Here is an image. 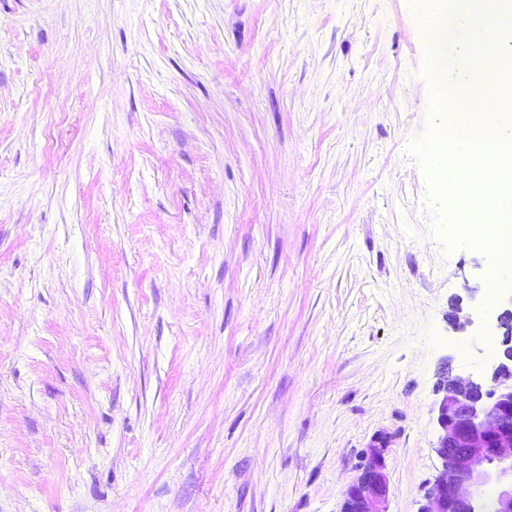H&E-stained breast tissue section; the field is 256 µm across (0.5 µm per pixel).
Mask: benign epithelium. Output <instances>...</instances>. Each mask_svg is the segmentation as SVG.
<instances>
[{
	"label": "benign epithelium",
	"instance_id": "1",
	"mask_svg": "<svg viewBox=\"0 0 512 512\" xmlns=\"http://www.w3.org/2000/svg\"><path fill=\"white\" fill-rule=\"evenodd\" d=\"M448 320L465 333L476 321L457 297ZM498 356L484 377L451 375L448 363L437 373L435 392L439 436L435 451L441 469L417 512H512V307L497 316ZM383 437L361 454L359 474L343 492L339 512H387L390 481ZM493 485V502L485 488Z\"/></svg>",
	"mask_w": 512,
	"mask_h": 512
}]
</instances>
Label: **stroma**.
Here are the masks:
<instances>
[{"instance_id": "1", "label": "stroma", "mask_w": 512, "mask_h": 512, "mask_svg": "<svg viewBox=\"0 0 512 512\" xmlns=\"http://www.w3.org/2000/svg\"><path fill=\"white\" fill-rule=\"evenodd\" d=\"M425 11L0 0V512H338L379 436L417 512L512 304L409 151ZM451 310L448 314V320L453 330L457 333H466L469 328H473L476 321L471 313L463 306V299L455 298L451 302Z\"/></svg>"}]
</instances>
